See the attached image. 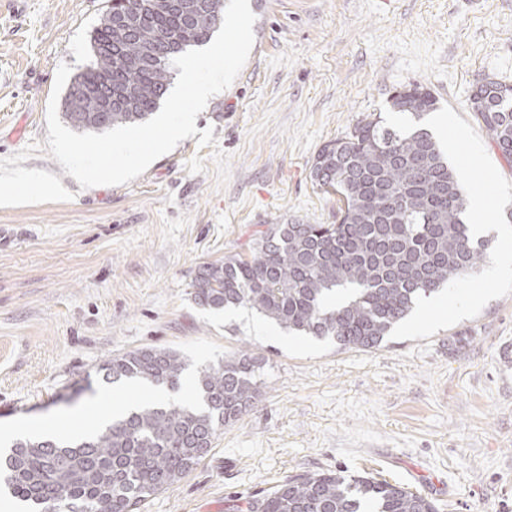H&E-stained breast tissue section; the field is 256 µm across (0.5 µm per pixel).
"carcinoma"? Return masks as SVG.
I'll list each match as a JSON object with an SVG mask.
<instances>
[{"label": "carcinoma", "instance_id": "carcinoma-1", "mask_svg": "<svg viewBox=\"0 0 512 512\" xmlns=\"http://www.w3.org/2000/svg\"><path fill=\"white\" fill-rule=\"evenodd\" d=\"M224 0H109L91 38L93 60L63 99L78 129L103 131L146 119L166 99L174 58L210 41ZM472 112L503 154L512 144V86H476ZM430 90L395 92L401 124L362 121L318 152L312 180L339 196L335 224H272L250 255L202 264L195 303L206 310L249 307L290 333L370 351L451 280L474 271L489 241L474 240L453 166L422 125L437 108ZM349 292L332 306L333 296ZM260 360L242 352L199 372L198 404H141L105 429L67 444L16 440L0 455V481L35 512H140L150 497L204 459L224 426L256 402ZM186 362L175 350L139 348L97 368L104 382L176 391ZM235 512H438L434 500L370 473L323 471L290 477L232 506Z\"/></svg>", "mask_w": 512, "mask_h": 512}]
</instances>
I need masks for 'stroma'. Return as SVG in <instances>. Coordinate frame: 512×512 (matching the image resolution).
I'll use <instances>...</instances> for the list:
<instances>
[{
	"label": "stroma",
	"mask_w": 512,
	"mask_h": 512,
	"mask_svg": "<svg viewBox=\"0 0 512 512\" xmlns=\"http://www.w3.org/2000/svg\"><path fill=\"white\" fill-rule=\"evenodd\" d=\"M108 0H0V423L66 429L140 389L98 380L115 354L178 351L194 374L241 350L262 358L261 396L212 451L142 512H228L232 500L322 470L409 485L439 512H512V294L432 337L342 349L256 329L261 317L202 309L193 280L291 219L332 224L337 195L313 182L327 142L390 116L420 84L482 133V77L512 84V0H249L247 62L198 114L214 145L179 143L130 183L81 188L49 152L48 102L60 64L81 71ZM229 155L219 181L215 151Z\"/></svg>",
	"instance_id": "stroma-1"
}]
</instances>
